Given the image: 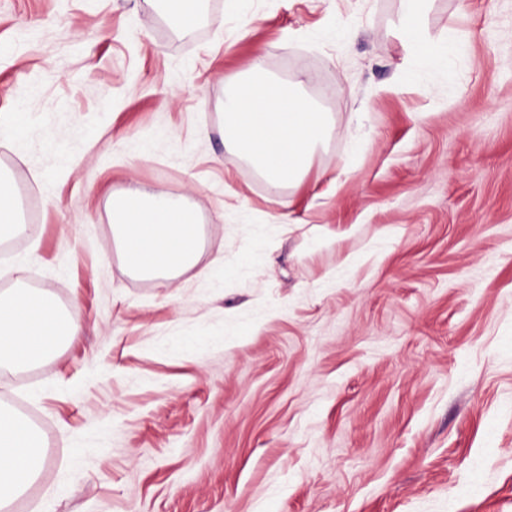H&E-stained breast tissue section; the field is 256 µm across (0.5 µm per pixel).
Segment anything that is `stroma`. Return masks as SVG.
<instances>
[{"mask_svg":"<svg viewBox=\"0 0 512 512\" xmlns=\"http://www.w3.org/2000/svg\"><path fill=\"white\" fill-rule=\"evenodd\" d=\"M401 13L211 0L181 30L155 0H0V172L28 227L0 288L36 250L25 287L82 317L0 376L48 458L12 512H512V0H426V40L460 51L413 80ZM256 65L332 117L276 193L221 127L225 77ZM131 186L200 216L171 284L118 257Z\"/></svg>","mask_w":512,"mask_h":512,"instance_id":"obj_1","label":"stroma"}]
</instances>
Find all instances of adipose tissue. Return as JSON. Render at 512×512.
I'll list each match as a JSON object with an SVG mask.
<instances>
[{"label": "adipose tissue", "instance_id": "ef3b65f1", "mask_svg": "<svg viewBox=\"0 0 512 512\" xmlns=\"http://www.w3.org/2000/svg\"><path fill=\"white\" fill-rule=\"evenodd\" d=\"M401 25L419 68H447L458 49L432 46L420 24L423 0H404ZM224 140L272 189L299 181L329 131L326 113L300 95L261 80H224ZM112 236L127 271L169 283L192 268L203 243L195 210L181 198L129 188L111 201ZM78 304L59 305L48 291L16 288L0 294V373L53 358L79 336ZM47 465L34 424L0 406V512L23 496Z\"/></svg>", "mask_w": 512, "mask_h": 512}]
</instances>
